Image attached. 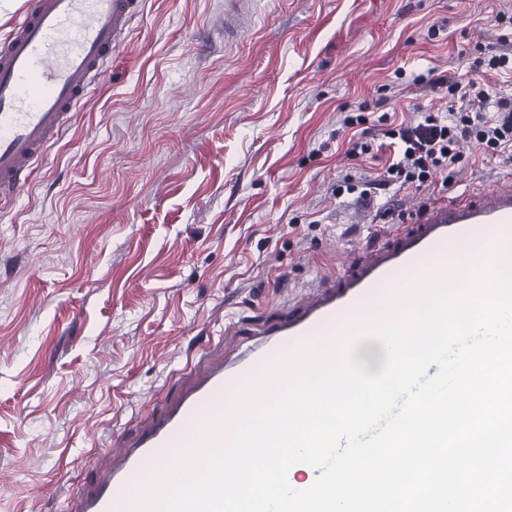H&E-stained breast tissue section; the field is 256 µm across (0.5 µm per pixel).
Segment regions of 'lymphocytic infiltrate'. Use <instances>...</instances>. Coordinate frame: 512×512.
Listing matches in <instances>:
<instances>
[{
	"mask_svg": "<svg viewBox=\"0 0 512 512\" xmlns=\"http://www.w3.org/2000/svg\"><path fill=\"white\" fill-rule=\"evenodd\" d=\"M471 78L455 75L434 79L413 76L418 86L444 88L461 102L458 111L426 113L422 122L402 124L390 130L397 147L395 160L386 168L384 184H421L440 169L453 165L462 143L471 142L485 150L512 148V96L500 93L489 75L512 76V39L501 37L490 54L475 59Z\"/></svg>",
	"mask_w": 512,
	"mask_h": 512,
	"instance_id": "lymphocytic-infiltrate-1",
	"label": "lymphocytic infiltrate"
}]
</instances>
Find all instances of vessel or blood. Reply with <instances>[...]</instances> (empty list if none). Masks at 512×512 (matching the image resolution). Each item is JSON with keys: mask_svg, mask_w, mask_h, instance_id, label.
Masks as SVG:
<instances>
[{"mask_svg": "<svg viewBox=\"0 0 512 512\" xmlns=\"http://www.w3.org/2000/svg\"><path fill=\"white\" fill-rule=\"evenodd\" d=\"M144 0H36L0 43V203L19 196L46 150L94 96L113 52L129 38ZM253 20L247 0H224V38L235 41ZM469 247L485 260L512 247V186L431 204L414 214L387 247L345 270L312 299L264 323L244 350L201 353L198 373L175 404L123 444L99 482L77 493L68 512H127L126 488L145 469L167 464L176 437L192 439L200 421L224 408L244 378L280 355L310 349L360 315L380 292L396 293L449 270L447 251Z\"/></svg>", "mask_w": 512, "mask_h": 512, "instance_id": "b4317fda", "label": "vessel or blood"}]
</instances>
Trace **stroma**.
Listing matches in <instances>:
<instances>
[{
	"mask_svg": "<svg viewBox=\"0 0 512 512\" xmlns=\"http://www.w3.org/2000/svg\"><path fill=\"white\" fill-rule=\"evenodd\" d=\"M145 0L94 98L0 215V512H65L96 462L176 399L192 350L294 307L406 225L405 204L512 182V157L463 144L421 186L342 202L377 179L385 130L447 111L397 69L465 72L512 0ZM367 105L371 150L353 158ZM394 212L382 213L387 200ZM246 1L250 0L224 1V40L233 42L241 33L249 30V26L254 27L253 15Z\"/></svg>",
	"mask_w": 512,
	"mask_h": 512,
	"instance_id": "1",
	"label": "stroma"
}]
</instances>
